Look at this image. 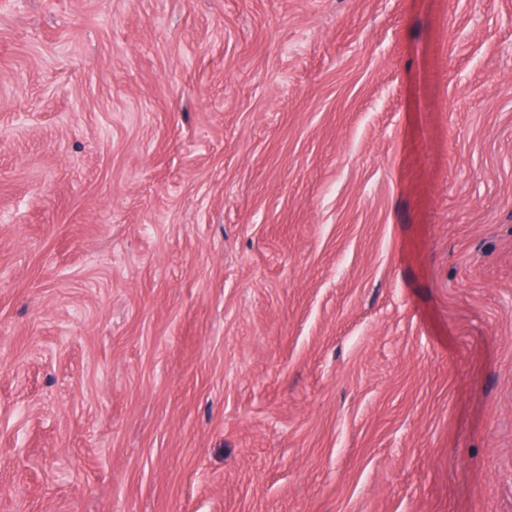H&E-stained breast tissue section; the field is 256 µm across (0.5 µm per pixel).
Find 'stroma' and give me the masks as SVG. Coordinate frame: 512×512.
I'll return each instance as SVG.
<instances>
[{
  "label": "stroma",
  "mask_w": 512,
  "mask_h": 512,
  "mask_svg": "<svg viewBox=\"0 0 512 512\" xmlns=\"http://www.w3.org/2000/svg\"><path fill=\"white\" fill-rule=\"evenodd\" d=\"M0 512H512V0H0Z\"/></svg>",
  "instance_id": "stroma-1"
}]
</instances>
